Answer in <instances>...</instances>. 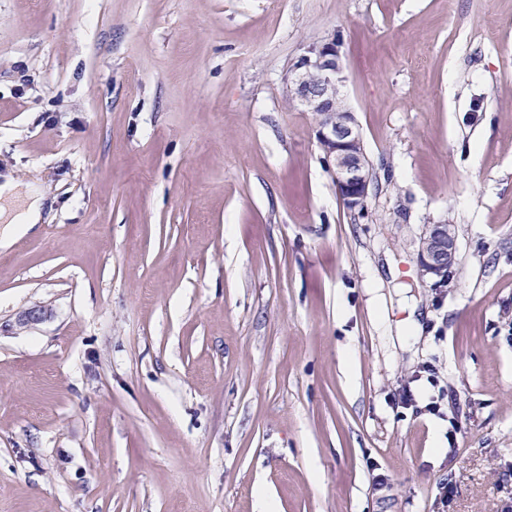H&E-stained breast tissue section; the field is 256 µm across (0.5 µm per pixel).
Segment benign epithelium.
<instances>
[{"label": "benign epithelium", "mask_w": 512, "mask_h": 512, "mask_svg": "<svg viewBox=\"0 0 512 512\" xmlns=\"http://www.w3.org/2000/svg\"><path fill=\"white\" fill-rule=\"evenodd\" d=\"M341 42L331 35L308 46L289 72L294 99L316 119V139L329 161L343 205L363 212L372 169L361 132L342 94L345 82ZM457 239L449 224H428L418 254L420 275L434 286L448 283L456 263Z\"/></svg>", "instance_id": "obj_1"}]
</instances>
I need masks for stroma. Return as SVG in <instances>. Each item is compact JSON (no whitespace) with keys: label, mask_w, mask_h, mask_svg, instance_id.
I'll list each match as a JSON object with an SVG mask.
<instances>
[{"label":"stroma","mask_w":512,"mask_h":512,"mask_svg":"<svg viewBox=\"0 0 512 512\" xmlns=\"http://www.w3.org/2000/svg\"><path fill=\"white\" fill-rule=\"evenodd\" d=\"M333 34L359 214L286 86ZM7 173L0 512H512V0H0ZM23 207L11 218L14 224H39L41 222V198L36 189H29L25 193ZM456 253L457 239L451 225H426L418 254L421 277H428L434 286L443 287L456 263Z\"/></svg>","instance_id":"1"}]
</instances>
